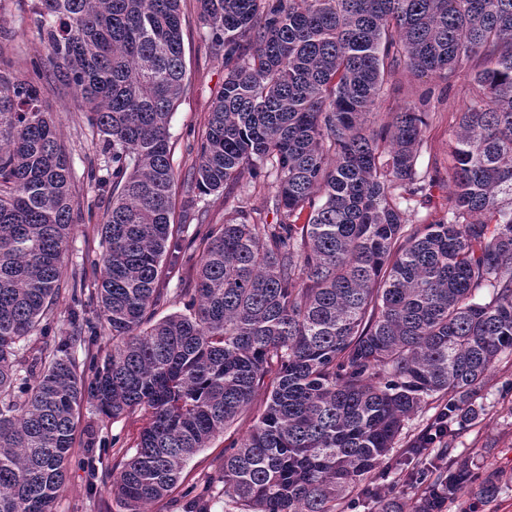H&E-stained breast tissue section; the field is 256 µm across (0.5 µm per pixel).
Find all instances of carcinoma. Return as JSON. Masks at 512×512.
<instances>
[{
    "label": "carcinoma",
    "instance_id": "obj_1",
    "mask_svg": "<svg viewBox=\"0 0 512 512\" xmlns=\"http://www.w3.org/2000/svg\"><path fill=\"white\" fill-rule=\"evenodd\" d=\"M38 2L46 58L24 72L0 44V512H53L85 402L106 418L146 415L110 491L124 512H149L261 390L263 412L190 512L221 497L224 512H344L359 490L376 512L455 499L453 425L480 417L473 398L512 351V0H198L224 86L195 180L205 194L269 180L280 213L276 224L225 213L198 259L171 227L180 0ZM401 68L470 69L431 224L407 218L435 183L416 167L428 112L408 103L369 120ZM47 72L75 91L112 169L100 276L88 292L71 284L73 306L99 310L112 336L102 359L92 319L53 331L81 212L44 108ZM186 256L195 285L176 297L188 312L157 320L170 302L163 261ZM430 398L436 412L408 447L427 483L370 491ZM475 481L487 499L506 476Z\"/></svg>",
    "mask_w": 512,
    "mask_h": 512
}]
</instances>
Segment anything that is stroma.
Returning a JSON list of instances; mask_svg holds the SVG:
<instances>
[{
	"label": "stroma",
	"instance_id": "35a3bbf8",
	"mask_svg": "<svg viewBox=\"0 0 512 512\" xmlns=\"http://www.w3.org/2000/svg\"><path fill=\"white\" fill-rule=\"evenodd\" d=\"M38 0H9L0 14V27L10 31L11 46L24 60L45 57L47 48L30 23ZM187 70V90L170 121L174 167L179 175L175 187L173 222L179 235L203 251L194 238L201 224L218 225L226 209L240 205L260 211L264 222L276 223L274 191L263 185L240 181L223 191L200 194L193 179L195 150L207 131L212 104L224 84V64L211 50L198 20L197 0H180ZM46 104L58 126L63 144L72 158L76 176L81 179V219L75 224L64 258V277L81 275L100 262V226L112 202L111 190L85 180L87 169H102V145L88 128L83 113L74 108L73 93L56 80H48ZM429 95L428 125L418 158L419 170L434 169L438 179L433 187L435 207L409 212L413 224H426L443 213L448 197V170L452 165L448 144L458 128V116L468 98V79L457 73L451 79L434 74L396 73L386 88L378 120L408 103ZM476 402L483 409L480 419L462 426L453 443L452 454L462 459L472 472L494 468L512 477V351L502 354L478 393ZM144 424L142 412L116 420L83 405L77 415L78 441L72 450L67 479L54 506V512H123L108 488L124 452L136 444ZM226 436H218L186 466L178 486L170 496L153 504V512H183L184 494L201 486L214 464L224 458ZM448 512H512V480L503 485L490 502L478 499L474 484H464L448 505Z\"/></svg>",
	"mask_w": 512,
	"mask_h": 512
}]
</instances>
